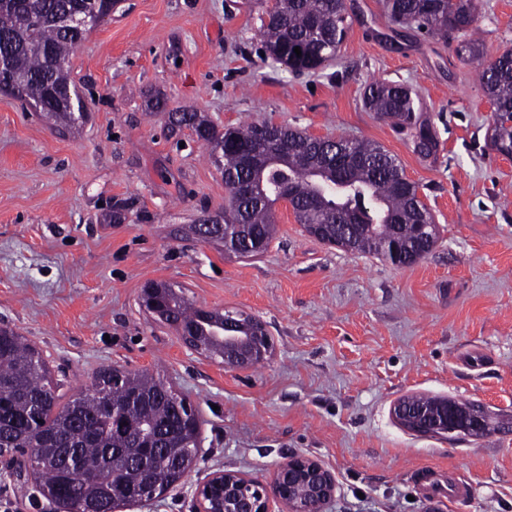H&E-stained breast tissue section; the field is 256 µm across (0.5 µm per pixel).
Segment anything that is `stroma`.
Listing matches in <instances>:
<instances>
[{
  "label": "stroma",
  "instance_id": "obj_1",
  "mask_svg": "<svg viewBox=\"0 0 512 512\" xmlns=\"http://www.w3.org/2000/svg\"><path fill=\"white\" fill-rule=\"evenodd\" d=\"M274 0H121L69 62L87 120L50 126L0 93V322L64 373L60 402L106 367L148 369L189 396L202 420L182 483L125 512H192V484L218 471L269 483L291 455L336 480L326 512H512V433L448 443L399 428L414 392L512 414V157L490 142L492 107L455 38L386 18L382 0H347L336 57L294 75L262 57ZM485 59L512 48V0H475ZM399 81L438 147L369 112L365 86ZM224 128L270 121L372 141L419 186L438 226L409 267L309 236L288 204L255 258L189 235L224 209V176L188 130L170 131L153 96ZM132 207L109 221L115 201ZM166 281L196 306L266 323L272 356L248 370L189 350L139 305ZM424 469L468 485L462 500L418 487ZM0 458V512H56L19 492Z\"/></svg>",
  "mask_w": 512,
  "mask_h": 512
}]
</instances>
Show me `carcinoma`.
Instances as JSON below:
<instances>
[{"label":"carcinoma","mask_w":512,"mask_h":512,"mask_svg":"<svg viewBox=\"0 0 512 512\" xmlns=\"http://www.w3.org/2000/svg\"><path fill=\"white\" fill-rule=\"evenodd\" d=\"M117 0H0V41H15L8 73L17 79L12 96L57 126L85 119L86 109L72 84L68 63L80 35L58 24L65 15L88 16L116 7ZM388 18L416 25L430 37L461 38L457 52L477 61L492 110L491 143L512 156V49L483 59L476 34L474 0H385ZM347 30L346 0H276L260 37L272 62L295 72L319 69L332 58ZM300 48L296 55L294 48ZM378 118L413 131L418 152L436 151L437 141L415 112L412 89L400 82L375 81L363 93ZM172 128H189L224 173L227 196L223 224L206 229L210 242L238 240L237 257L267 251L276 234L273 208L283 190L308 235L351 253L379 256L397 267L411 266L437 242V228L421 236L418 225L432 222L404 170L383 146L338 139L336 150L288 126L247 123L222 131L198 112H167ZM174 319L199 325L200 308L167 282L152 281ZM225 313L212 311L214 324L197 330L201 352L224 354L213 338ZM223 329L243 336L241 348L254 351L251 321ZM58 383L41 353L18 332L0 327V448L27 454L40 495L70 512H113L128 501L160 496L183 480L196 459L197 423L178 411L174 390L147 370L106 369L66 405L56 407ZM407 422L439 419L446 396L411 395ZM459 416L483 413L485 431L509 433L512 416L491 412L469 400H452Z\"/></svg>","instance_id":"1"}]
</instances>
